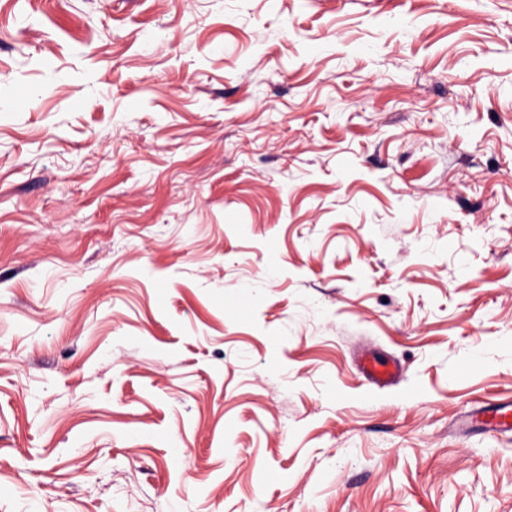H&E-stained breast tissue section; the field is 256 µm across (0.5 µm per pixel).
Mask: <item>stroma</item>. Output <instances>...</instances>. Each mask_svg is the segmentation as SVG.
Returning <instances> with one entry per match:
<instances>
[{"label": "stroma", "instance_id": "stroma-1", "mask_svg": "<svg viewBox=\"0 0 512 512\" xmlns=\"http://www.w3.org/2000/svg\"><path fill=\"white\" fill-rule=\"evenodd\" d=\"M508 397L512 0H0V512H512ZM363 373L378 387L390 384L399 374L396 363L371 356L363 363ZM465 423L476 424L485 432L512 433V398L496 400V403L476 408Z\"/></svg>", "mask_w": 512, "mask_h": 512}]
</instances>
